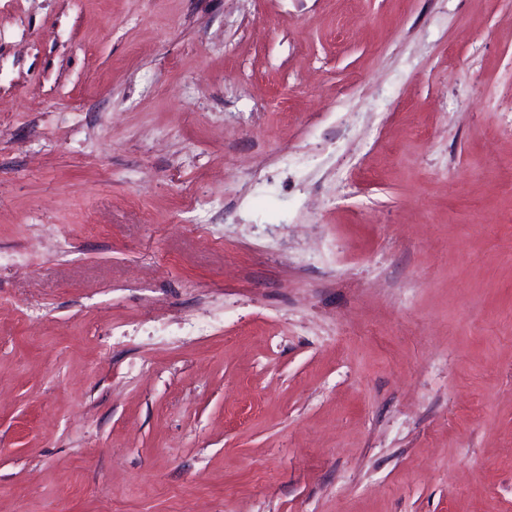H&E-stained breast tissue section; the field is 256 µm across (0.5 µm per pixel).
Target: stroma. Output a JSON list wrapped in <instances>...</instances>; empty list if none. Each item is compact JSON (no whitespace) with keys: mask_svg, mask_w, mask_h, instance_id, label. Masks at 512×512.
I'll return each instance as SVG.
<instances>
[{"mask_svg":"<svg viewBox=\"0 0 512 512\" xmlns=\"http://www.w3.org/2000/svg\"><path fill=\"white\" fill-rule=\"evenodd\" d=\"M0 512H512V0H0Z\"/></svg>","mask_w":512,"mask_h":512,"instance_id":"1","label":"stroma"}]
</instances>
